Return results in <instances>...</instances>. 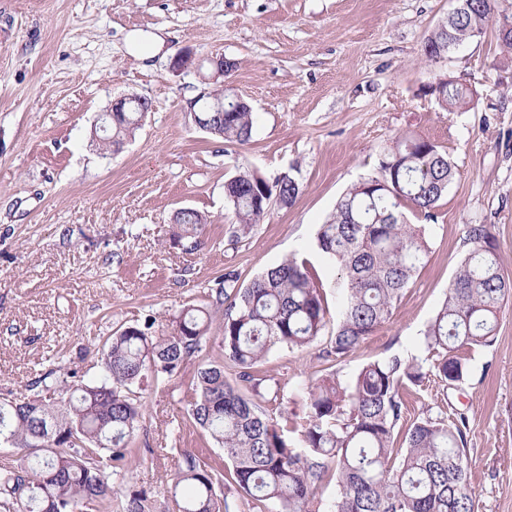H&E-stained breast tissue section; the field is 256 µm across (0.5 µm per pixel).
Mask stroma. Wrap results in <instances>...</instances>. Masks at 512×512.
Listing matches in <instances>:
<instances>
[{
	"label": "stroma",
	"instance_id": "1",
	"mask_svg": "<svg viewBox=\"0 0 512 512\" xmlns=\"http://www.w3.org/2000/svg\"><path fill=\"white\" fill-rule=\"evenodd\" d=\"M455 0H0V397L26 394L57 367L99 376L96 352L119 328L155 321L171 332L184 308L205 306L225 268L241 283L289 257L309 260L341 312L337 271L315 245L318 224L353 184L374 175L383 150L418 136L445 151L457 178L426 224L431 252L381 325L338 365L321 357L329 337L274 350L258 368L280 397L272 416L302 409L307 386L336 370L349 381L372 360L424 357L422 333L469 249L471 225H487L512 276V52L495 26L446 60L426 61L425 38ZM196 60H234L228 77L258 115L253 137L217 140L193 122L190 103L211 85ZM448 75L474 102L442 110L418 88ZM145 96L153 110L124 148L103 156L90 144L112 100ZM288 173L301 190L271 203L247 233L224 198L243 169ZM206 216L205 245L173 246L179 209ZM190 371L169 383L144 380L143 413L126 490L155 512H172L165 491L177 451L226 466L223 449L182 425ZM423 410L469 421L470 482L480 512H512V297L495 343L475 353L469 381L437 378L405 396Z\"/></svg>",
	"mask_w": 512,
	"mask_h": 512
}]
</instances>
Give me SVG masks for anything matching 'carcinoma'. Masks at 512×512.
<instances>
[{"label":"carcinoma","mask_w":512,"mask_h":512,"mask_svg":"<svg viewBox=\"0 0 512 512\" xmlns=\"http://www.w3.org/2000/svg\"><path fill=\"white\" fill-rule=\"evenodd\" d=\"M499 0H468L462 14L440 22L422 53L474 41L492 22ZM445 110H463L469 93L438 79L421 88ZM138 112L120 113L106 153L121 149L139 128ZM257 115L246 105L224 113L211 136L246 144ZM456 177L446 152L414 136L392 141L377 162V174L352 186L316 233L324 259L338 267L341 318L323 357L339 362L390 319L404 290L424 265L430 246L421 225L406 222L402 208L425 219L447 195ZM300 191L288 175L268 179L244 169L224 182V196L243 232L259 224L275 199L293 204ZM177 246L202 245L207 219L177 212ZM471 248L458 267L440 308L423 331L422 360L392 356L370 361L342 382L327 373L308 387L301 415L282 425L263 410L257 367L276 348L314 343L330 322L329 307L313 267L288 259L248 284L227 269L212 289V305L224 307L223 360L198 365L191 377L185 416L224 449L236 491L256 512H313L322 483L332 477L338 495L329 512H479L469 478L468 419L423 413L406 428L403 391L434 376L465 381L475 351L495 341L498 316L512 295L494 238L482 224L468 232ZM209 307L182 311L170 333L155 321L120 328L107 337L99 359L101 377L61 389L36 378L40 389L25 398L0 399V447L15 448L18 463L0 472L3 512H152L142 492L125 493L132 466L131 441L143 418L136 388L149 377L171 378L199 357L213 322ZM235 369L229 380L224 364ZM224 469L186 449L170 494L176 512H231L223 496Z\"/></svg>","instance_id":"carcinoma-1"}]
</instances>
